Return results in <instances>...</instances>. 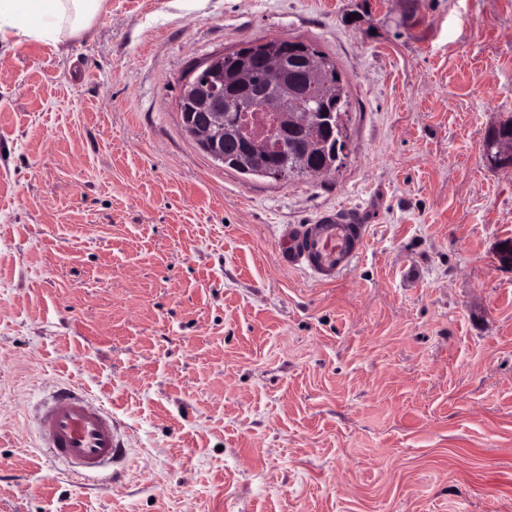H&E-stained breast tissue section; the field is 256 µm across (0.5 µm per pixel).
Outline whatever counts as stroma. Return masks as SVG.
Wrapping results in <instances>:
<instances>
[{"mask_svg": "<svg viewBox=\"0 0 512 512\" xmlns=\"http://www.w3.org/2000/svg\"><path fill=\"white\" fill-rule=\"evenodd\" d=\"M295 38L349 96L338 168L214 162L182 79ZM512 0H106L64 46L0 49V512H512ZM354 209L331 282L291 228ZM62 384L126 448L39 446Z\"/></svg>", "mask_w": 512, "mask_h": 512, "instance_id": "1", "label": "stroma"}]
</instances>
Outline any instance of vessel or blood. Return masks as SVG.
Instances as JSON below:
<instances>
[{"label": "vessel or blood", "mask_w": 512, "mask_h": 512, "mask_svg": "<svg viewBox=\"0 0 512 512\" xmlns=\"http://www.w3.org/2000/svg\"><path fill=\"white\" fill-rule=\"evenodd\" d=\"M367 227L339 210L292 230L282 251L288 266L329 281L362 253ZM41 441L49 458L68 464L79 477L96 474L120 456L122 441L111 413L83 391L58 388L39 411Z\"/></svg>", "instance_id": "vessel-or-blood-1"}]
</instances>
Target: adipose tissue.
<instances>
[{
	"label": "adipose tissue",
	"instance_id": "adipose-tissue-1",
	"mask_svg": "<svg viewBox=\"0 0 512 512\" xmlns=\"http://www.w3.org/2000/svg\"><path fill=\"white\" fill-rule=\"evenodd\" d=\"M105 0H0V45H59L89 30Z\"/></svg>",
	"mask_w": 512,
	"mask_h": 512
}]
</instances>
